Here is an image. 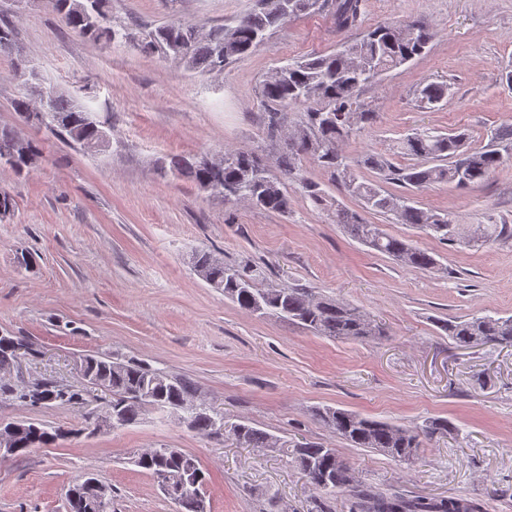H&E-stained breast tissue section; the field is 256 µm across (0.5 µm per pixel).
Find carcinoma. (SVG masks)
<instances>
[{"instance_id":"obj_1","label":"carcinoma","mask_w":512,"mask_h":512,"mask_svg":"<svg viewBox=\"0 0 512 512\" xmlns=\"http://www.w3.org/2000/svg\"><path fill=\"white\" fill-rule=\"evenodd\" d=\"M257 0L256 8L242 15L241 22L208 31L189 23L175 21L148 32L135 43L145 52L173 55L172 46L181 50V61L202 74L221 73L233 59L250 54L268 32L288 19L319 11L331 10L336 29L341 32L357 28L361 23L362 0H293L290 11L275 14ZM52 9L70 30L101 46L115 42L119 31L112 24L109 0H50ZM432 39L431 29L423 22L379 24L362 37L345 41L348 49L307 58L288 65V82L269 76L258 95L268 107L266 129L270 138L284 136L277 171L266 168L253 152L224 149V162L216 163L206 155L175 158L171 170L191 178L197 185L209 183L215 194L227 203L246 201L264 210L288 213L289 199L285 181L301 184L312 205L341 225L348 235L362 245L391 257L402 265L434 270L439 267L435 255L411 240L387 233L380 224L368 223L362 215L332 202L319 185L302 173V159L311 158L331 177L339 178L344 191L361 199L366 209L391 215L396 223L417 228L441 242L458 237L457 225L448 214L433 213L410 203L403 196L389 194L355 173V167L375 170L386 179L421 189L434 183L451 182L467 186L485 180L512 156V125L495 132L493 142L479 149L465 148L468 134L461 130L448 135L414 134L400 139L396 150L404 156L424 160L422 164L396 167L377 153H366L350 160L343 146L355 132L372 124L376 113L359 112L352 106L360 90L380 76L403 66L422 55ZM448 96V86L428 81L417 90L422 108H433ZM291 104H307L301 123L287 134L277 116ZM14 111L25 127L36 126L51 134L93 151L106 149L103 124L93 119L94 113L70 97L51 92L48 110L34 106L30 98L20 95L13 102ZM39 152L21 129L0 131V163L21 173L34 164ZM482 238L497 240L512 237L507 224H480ZM194 263L203 266L207 278L224 289L241 309L262 312L296 324L317 336L340 340L374 341L386 335L385 329L367 313L337 299L323 296L310 288H260L261 271L251 265L227 264L208 251L195 253ZM438 327L460 348L489 344L512 347V317L473 316L456 321H440ZM30 348L21 336L0 339V366L16 357V348ZM86 371L90 383H99L110 395L106 407L120 406V421L113 427L136 423L141 415L160 407L175 408L194 401L196 387L186 378H173L149 364L129 359L112 360L104 354L86 355ZM43 405L57 400L69 405L85 401V393L66 384L49 381L41 391ZM315 416L336 436L355 448L378 450L399 461L401 454L415 449L412 460L419 458L423 441L448 437L453 427L445 419H435L416 428L368 418L357 413L318 407ZM221 414L207 408L189 417L191 429L201 435L218 434L216 424ZM25 428L15 437L13 456L20 457L34 448L56 444L70 434L64 429L48 430L35 422H24ZM242 448H278L280 440L272 434L240 422L234 435ZM296 468L312 488L324 494L345 493L352 499L353 512H481V505L464 497L440 499L407 498L399 493H376L364 488L351 468L337 465V449L319 443H305L292 448ZM136 467L162 481L166 474L172 485L207 482L205 471L197 458L181 448L166 445L158 453L137 454ZM178 512H204L203 501L195 491L174 490L170 496ZM68 512H101L97 492L75 486L66 493Z\"/></svg>"}]
</instances>
